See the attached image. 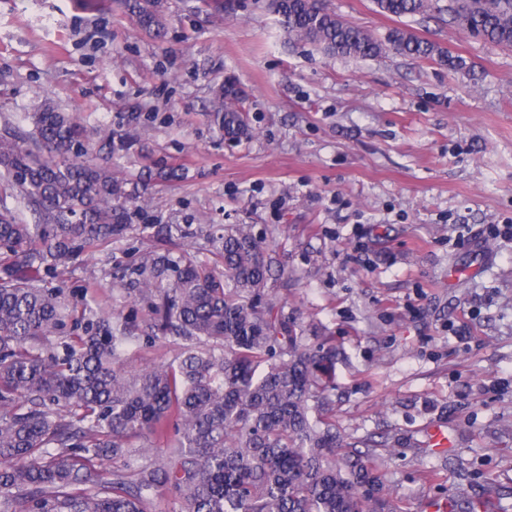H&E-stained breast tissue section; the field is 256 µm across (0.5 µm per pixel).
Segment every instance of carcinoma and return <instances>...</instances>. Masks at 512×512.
Returning a JSON list of instances; mask_svg holds the SVG:
<instances>
[{"mask_svg":"<svg viewBox=\"0 0 512 512\" xmlns=\"http://www.w3.org/2000/svg\"><path fill=\"white\" fill-rule=\"evenodd\" d=\"M216 16L236 0H201ZM437 0H376L395 16L425 15ZM163 38L167 0H112ZM289 38L329 56L388 52L463 60L405 28L379 40L328 0H267ZM470 34L512 48V0H452ZM245 92L231 77L215 94L224 131L249 133ZM32 129L0 134V512H147L165 491L173 512H399L363 456L345 447L327 417L324 374L332 349H310L296 321L265 299L274 236L246 224L208 234L213 263L186 248L140 255L115 277L145 311V329L113 311L77 309L61 287L42 285L74 260L122 237L140 193L88 160L89 135L51 103ZM162 338L176 360L137 375L127 347ZM173 436L150 465L135 439ZM117 464L112 479L107 462Z\"/></svg>","mask_w":512,"mask_h":512,"instance_id":"carcinoma-1","label":"carcinoma"}]
</instances>
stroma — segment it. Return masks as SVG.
<instances>
[{
    "mask_svg": "<svg viewBox=\"0 0 512 512\" xmlns=\"http://www.w3.org/2000/svg\"><path fill=\"white\" fill-rule=\"evenodd\" d=\"M169 0L166 38L76 0H0V125L51 101L94 130L97 161L144 208L106 254L59 277L133 317L112 275L158 247L145 224L276 231L268 290L308 346L335 348L333 420L402 512H512V49L457 25L449 0L398 19L329 0L384 38L398 26L466 62L329 57L287 39L266 0L221 18ZM232 74L250 133L224 135ZM137 134L126 152L111 136ZM440 427L448 445L431 447Z\"/></svg>",
    "mask_w": 512,
    "mask_h": 512,
    "instance_id": "stroma-1",
    "label": "stroma"
}]
</instances>
